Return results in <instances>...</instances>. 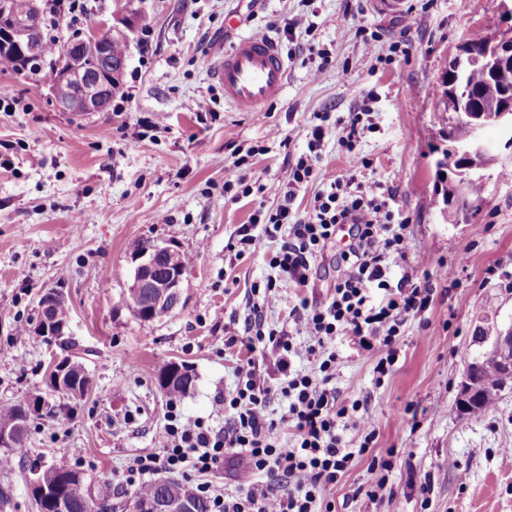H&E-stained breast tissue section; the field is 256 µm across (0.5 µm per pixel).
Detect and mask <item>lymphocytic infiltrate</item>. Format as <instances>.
Instances as JSON below:
<instances>
[{
    "mask_svg": "<svg viewBox=\"0 0 512 512\" xmlns=\"http://www.w3.org/2000/svg\"><path fill=\"white\" fill-rule=\"evenodd\" d=\"M283 196L255 218L267 238L281 242L269 261L274 275L253 308L255 333L244 338L236 322L224 325L225 343H243L252 355L269 359L281 374L279 382H271L252 357L247 360L234 390L224 396L219 429L185 417L170 403L156 450L135 458L125 476L128 486L142 488L150 475L165 470L197 476L195 490L208 501L209 512H336L327 488L355 460L369 456L376 430L361 415L359 401H338L341 356L334 343L348 337L375 372L388 374L407 318L428 307L432 290L409 260L405 224L380 184L349 173L315 193L302 215L292 209V194ZM343 227L350 242L340 254L343 270L330 294L322 301L301 299L293 330L265 328L263 310L275 303L278 281L308 287L318 258ZM396 268L402 271L397 279ZM301 357L312 360V370L294 368ZM349 424L361 437L359 447H349L343 437ZM282 427L292 428V442L281 441ZM229 454L243 455L247 467L233 491L218 493L206 477Z\"/></svg>",
    "mask_w": 512,
    "mask_h": 512,
    "instance_id": "1",
    "label": "lymphocytic infiltrate"
}]
</instances>
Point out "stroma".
Masks as SVG:
<instances>
[{
  "mask_svg": "<svg viewBox=\"0 0 512 512\" xmlns=\"http://www.w3.org/2000/svg\"><path fill=\"white\" fill-rule=\"evenodd\" d=\"M78 22L59 17L57 46L84 38L127 11L142 14L131 35L123 82L108 111H62L44 76L0 70V90L24 108L0 112V405L42 396L50 416L31 419L26 450L0 469V512H38L28 491L34 462L75 468L88 491L112 483L113 512H132L126 470L153 449L171 400L158 384L168 363L195 377L180 396L183 414L224 425V394L248 353L224 342V324L248 325L254 285L271 273L278 242L254 227L256 246L237 253L239 228L276 205L270 195L234 198L225 183L246 179L292 189L305 211L315 192L356 172L390 189L407 219L412 260L425 264L428 308L409 317L391 374L347 338L339 401L360 400L376 430L373 452L390 456L392 496L372 502L359 462L328 498L337 512H512V391L494 408L460 413L456 401L468 356L484 353L480 329L512 326V152L488 128L484 146L498 163L459 222L443 213L445 186L435 159L448 146L437 94L470 34L506 30L502 0H85ZM303 28L286 37L294 16ZM409 32L410 55L390 45ZM275 38L286 60L282 95L260 112H238L208 78L215 47L242 35ZM376 37L374 52L363 41ZM329 113L314 181L290 187L292 164L308 151L317 114ZM362 115L364 134L341 145V120ZM151 238L190 258L180 304L163 320L140 323L120 302L131 273L127 247ZM338 234L318 260L313 287L281 282L266 324L293 330L300 299L321 300L337 276ZM70 308V338L83 349L93 387L73 399L52 391L47 370L64 350L33 330L43 291Z\"/></svg>",
  "mask_w": 512,
  "mask_h": 512,
  "instance_id": "35a3bbf8",
  "label": "stroma"
}]
</instances>
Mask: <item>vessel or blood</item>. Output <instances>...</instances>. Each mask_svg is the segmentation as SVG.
I'll list each match as a JSON object with an SVG mask.
<instances>
[{"label":"vessel or blood","mask_w":512,"mask_h":512,"mask_svg":"<svg viewBox=\"0 0 512 512\" xmlns=\"http://www.w3.org/2000/svg\"><path fill=\"white\" fill-rule=\"evenodd\" d=\"M286 62L276 44L263 35L243 36L217 53L212 80L223 87L224 100L241 112H257L285 88Z\"/></svg>","instance_id":"b4317fda"}]
</instances>
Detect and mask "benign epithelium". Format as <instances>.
I'll list each match as a JSON object with an SVG mask.
<instances>
[{"label":"benign epithelium","instance_id":"1","mask_svg":"<svg viewBox=\"0 0 512 512\" xmlns=\"http://www.w3.org/2000/svg\"><path fill=\"white\" fill-rule=\"evenodd\" d=\"M41 18L38 10L27 16L10 13L6 2L0 0V47L16 53L20 63L26 67H41L42 38ZM481 69L487 76L486 85L480 94L492 99V105L475 108L471 105V88L466 84L470 69ZM512 69V26L498 40H486L477 50L469 43L459 46L450 72L452 88L448 93V111L452 119L466 123L470 136L465 141L448 144L436 159L437 170H448L454 175L460 172L485 179L481 171L484 146L482 133L489 126L497 127L505 138V146L512 147V90L498 83L507 69ZM125 63L114 62L109 56L105 30L92 33L83 43L68 52L67 57L46 71L50 91L59 107L66 111L70 98H80L87 112H105L112 96L121 87ZM131 287L149 292L148 306L141 313L143 318H156L174 309L181 298L184 270L180 264V252L165 245L145 253L133 261ZM63 296L54 290L41 298V316L36 331L48 338L58 339L68 335L69 325L59 324L50 314L54 303ZM488 358L497 362L508 377L498 386V391L512 389V327L499 331L494 338ZM480 382L471 373L465 374L457 398L458 407L468 412L475 411L471 402ZM134 512H196L193 501L186 495H164L149 506L134 504Z\"/></svg>","mask_w":512,"mask_h":512}]
</instances>
